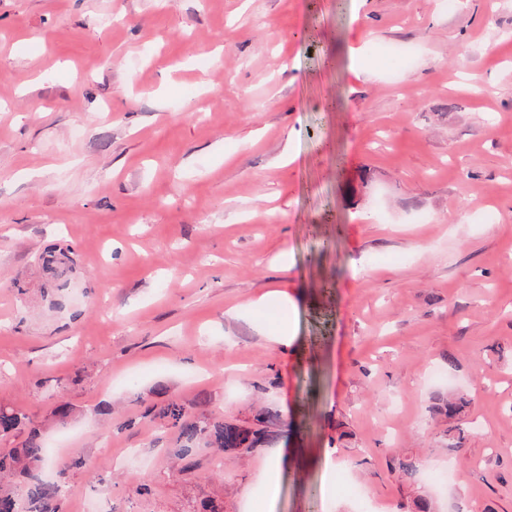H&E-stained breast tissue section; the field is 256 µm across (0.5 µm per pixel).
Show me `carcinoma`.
<instances>
[{"mask_svg":"<svg viewBox=\"0 0 512 512\" xmlns=\"http://www.w3.org/2000/svg\"><path fill=\"white\" fill-rule=\"evenodd\" d=\"M181 441L180 456L190 458L195 448H238L247 434L222 422L190 414L179 404L159 412ZM24 417L13 408L0 406V436L15 433ZM82 465L81 458L56 465L45 451L38 429H30L22 447L0 453V512H61L69 492L67 471Z\"/></svg>","mask_w":512,"mask_h":512,"instance_id":"cac0c4a2","label":"carcinoma"}]
</instances>
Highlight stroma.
<instances>
[{
	"mask_svg": "<svg viewBox=\"0 0 512 512\" xmlns=\"http://www.w3.org/2000/svg\"><path fill=\"white\" fill-rule=\"evenodd\" d=\"M172 403L260 440L182 472ZM0 404L62 512H512V0H0Z\"/></svg>",
	"mask_w": 512,
	"mask_h": 512,
	"instance_id": "stroma-1",
	"label": "stroma"
}]
</instances>
